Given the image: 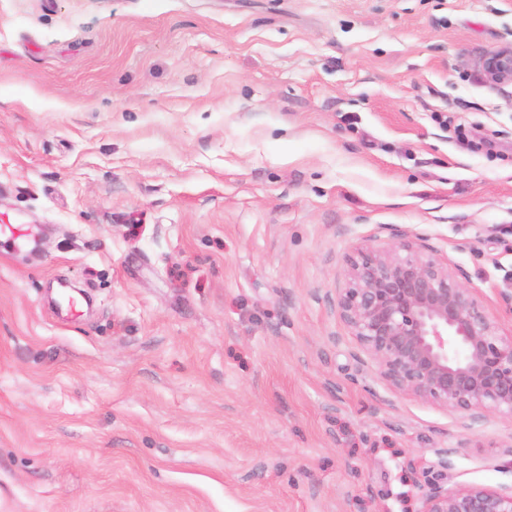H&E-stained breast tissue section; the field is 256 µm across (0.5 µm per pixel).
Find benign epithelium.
<instances>
[{
    "label": "benign epithelium",
    "instance_id": "obj_1",
    "mask_svg": "<svg viewBox=\"0 0 512 512\" xmlns=\"http://www.w3.org/2000/svg\"><path fill=\"white\" fill-rule=\"evenodd\" d=\"M486 79L512 84V50L488 56ZM340 314L394 392L451 411L512 417V336L474 289L413 240L359 249L348 259ZM418 485L420 512H512V491L440 485L448 450Z\"/></svg>",
    "mask_w": 512,
    "mask_h": 512
}]
</instances>
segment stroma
I'll use <instances>...</instances> for the list:
<instances>
[{
  "label": "stroma",
  "instance_id": "stroma-1",
  "mask_svg": "<svg viewBox=\"0 0 512 512\" xmlns=\"http://www.w3.org/2000/svg\"><path fill=\"white\" fill-rule=\"evenodd\" d=\"M510 46L512 0H0V218L41 229L0 512H419L439 448L512 489V418L395 393L339 309L417 239L512 331ZM486 79L493 84H512V50L488 56L483 63Z\"/></svg>",
  "mask_w": 512,
  "mask_h": 512
}]
</instances>
